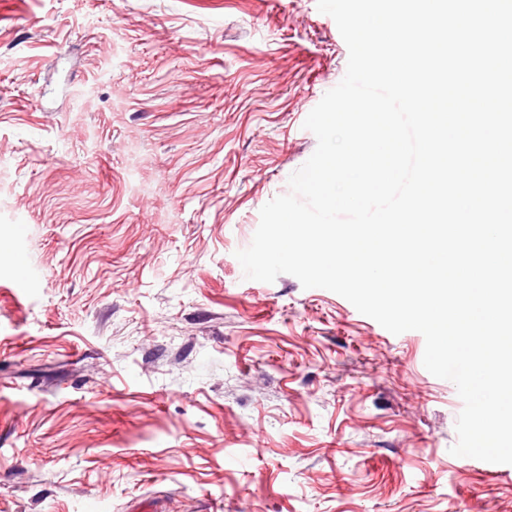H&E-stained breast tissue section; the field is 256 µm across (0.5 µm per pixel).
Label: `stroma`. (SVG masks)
<instances>
[{
    "label": "stroma",
    "instance_id": "obj_1",
    "mask_svg": "<svg viewBox=\"0 0 512 512\" xmlns=\"http://www.w3.org/2000/svg\"><path fill=\"white\" fill-rule=\"evenodd\" d=\"M347 61L316 0H0V512H512L420 332L235 256Z\"/></svg>",
    "mask_w": 512,
    "mask_h": 512
}]
</instances>
